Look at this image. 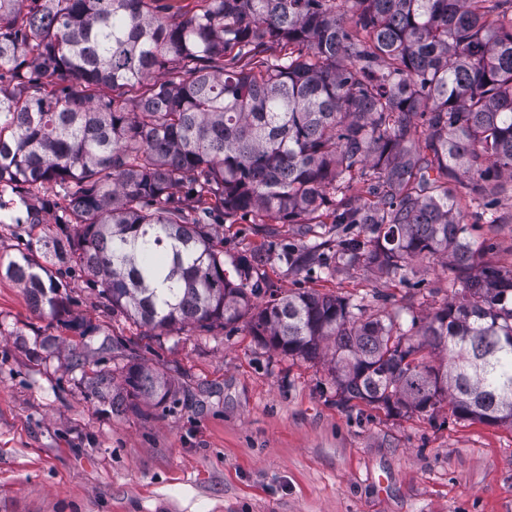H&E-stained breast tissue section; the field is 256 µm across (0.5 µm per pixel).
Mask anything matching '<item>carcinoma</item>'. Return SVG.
I'll return each instance as SVG.
<instances>
[{"label":"carcinoma","instance_id":"carcinoma-1","mask_svg":"<svg viewBox=\"0 0 512 512\" xmlns=\"http://www.w3.org/2000/svg\"><path fill=\"white\" fill-rule=\"evenodd\" d=\"M195 2L0 0V196H19L30 224L52 215L46 263L86 274L147 336L244 319L285 355H330L345 403H446L512 429V270L472 247L450 187L479 207L512 178V0ZM356 179L374 202L349 195ZM215 212L365 224L364 240L284 259L303 269L334 247L400 280L441 260L450 296L404 330L333 295L275 293L261 255L224 269ZM35 268L24 256L6 275L38 314L66 313L65 284ZM82 381L125 400L102 373ZM125 383L158 405L173 396L133 351Z\"/></svg>","mask_w":512,"mask_h":512}]
</instances>
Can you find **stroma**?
I'll return each instance as SVG.
<instances>
[{
    "label": "stroma",
    "instance_id": "stroma-1",
    "mask_svg": "<svg viewBox=\"0 0 512 512\" xmlns=\"http://www.w3.org/2000/svg\"><path fill=\"white\" fill-rule=\"evenodd\" d=\"M470 238L486 262L512 269V181L503 180ZM224 266L324 240L366 238L363 224L218 225ZM57 228L15 223L0 209V512H512V428L460 420L449 408L395 415L339 403L326 360L265 346L245 323L163 336L113 312L83 273L66 278V314L31 309L8 261L41 263ZM279 292L306 288L398 315L403 328L441 307L451 273L441 261L407 280L331 261L297 271L271 259ZM164 373L175 399L129 398L117 410L89 394L82 373L125 390L121 350Z\"/></svg>",
    "mask_w": 512,
    "mask_h": 512
}]
</instances>
